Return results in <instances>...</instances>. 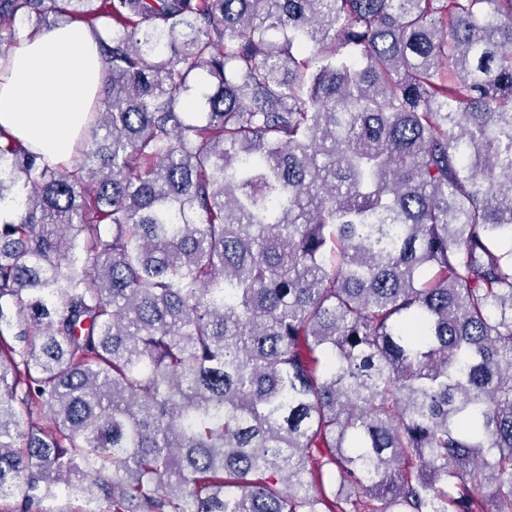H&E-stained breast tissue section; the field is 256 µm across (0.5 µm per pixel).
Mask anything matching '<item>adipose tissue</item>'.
Listing matches in <instances>:
<instances>
[{"label":"adipose tissue","mask_w":512,"mask_h":512,"mask_svg":"<svg viewBox=\"0 0 512 512\" xmlns=\"http://www.w3.org/2000/svg\"><path fill=\"white\" fill-rule=\"evenodd\" d=\"M103 67L91 32L59 22L20 34L0 56V130L55 165H71L100 101Z\"/></svg>","instance_id":"ef3b65f1"}]
</instances>
